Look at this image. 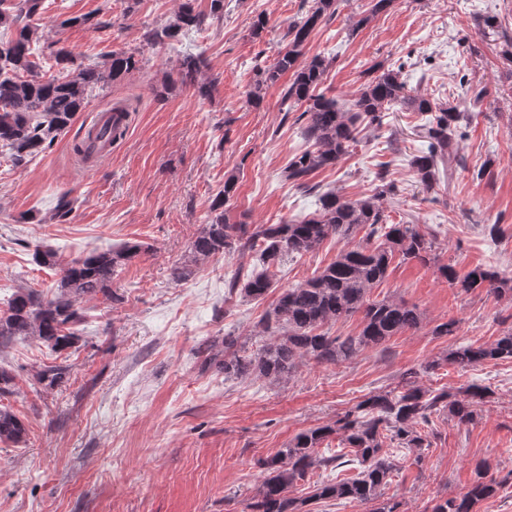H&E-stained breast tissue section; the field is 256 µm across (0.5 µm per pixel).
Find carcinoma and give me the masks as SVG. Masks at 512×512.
<instances>
[{
	"mask_svg": "<svg viewBox=\"0 0 512 512\" xmlns=\"http://www.w3.org/2000/svg\"><path fill=\"white\" fill-rule=\"evenodd\" d=\"M44 2L0 0V26L15 28L14 37L0 42V144L8 147L15 167L49 149L71 127L90 91L123 80L139 63L132 53H113L100 67H76L72 52L61 46L52 52L59 73L41 72L31 60L37 27L29 20L40 14ZM336 2L312 0L305 15L288 27V48L259 72L249 93L251 104L257 106L263 101L264 90L291 74L282 99L303 107L296 121L302 123L308 147L288 162L285 178L299 187H309L315 172L336 166L348 154L361 125L379 127L384 112L399 106L429 114L424 128L427 148L414 158L412 165L419 182L431 188L438 160L448 154L463 113L408 87L403 63L374 67L375 76L363 83L347 106L320 91L329 61L320 55L304 58V47L310 33L335 15ZM204 18L196 11L194 0H182L175 21L153 29L148 42L162 44L183 28L202 25ZM75 23L92 31L111 26V21L91 14L63 21L65 25ZM204 66L202 56H186L177 76L180 84L195 87L205 97L210 85L197 81ZM235 186L232 177L224 181V190L212 200L198 235L183 260L172 269L175 280L189 278L198 265L219 254L257 251L267 270L246 278L234 277L227 283V294L258 300L273 288L269 268L277 266L283 257L301 258L331 236L350 242L362 230L365 235L312 277L282 289L258 331L260 336L271 337V342L257 352L242 354L238 337L232 334L201 345L204 362L216 366L224 373V379L253 375L286 381L303 358L335 364L366 348L382 347L391 337L421 326L423 317L417 307L402 300L370 297L372 288L387 276L394 257L423 264L434 260V239L421 232L419 225L387 223L383 201L394 192L395 184L386 176L379 177L372 193L361 198L348 199L335 190L321 193L318 209L301 222L256 226L232 223L226 216ZM76 204L77 199L70 192H61L53 213L56 223H66ZM144 251V244L128 242L105 251L90 250L63 263L53 249L36 248L34 262L58 275L56 292L49 297L34 288L17 289L7 311L0 314V347L18 337H34L55 353L77 347L81 336L76 326L83 320L80 303L100 295L113 298V276ZM438 272L450 285L466 293L487 288L512 300V277L492 268L476 267L461 274L451 265H441ZM357 313L362 314L358 335L341 338L325 330L326 325ZM504 359L512 360V327L490 344L458 345L445 357L427 363L425 370H433L443 362L464 369ZM70 370L64 362L48 365L36 372L35 382L52 389ZM491 398V390L477 384L455 394L426 390L417 385L414 373L407 372L401 389L370 394L334 422L298 433L285 448L259 461L263 480L244 512H314L311 504L336 500L365 505L369 512H399L400 502L384 497L385 486L398 470L386 449H408L416 453L419 461L431 445L433 432L428 427L432 415L446 414L456 424L468 425ZM26 433L25 424L7 407L0 406V442L20 443ZM331 438L339 440V447L348 452L322 455L320 449ZM347 456L359 465L356 475L337 482L316 481L312 494L305 498L291 495L296 483L307 480L317 469L341 465ZM511 478L509 474L498 478L489 463L480 462L466 491L437 502L432 512H476L481 501L495 495Z\"/></svg>",
	"mask_w": 512,
	"mask_h": 512,
	"instance_id": "carcinoma-1",
	"label": "carcinoma"
}]
</instances>
